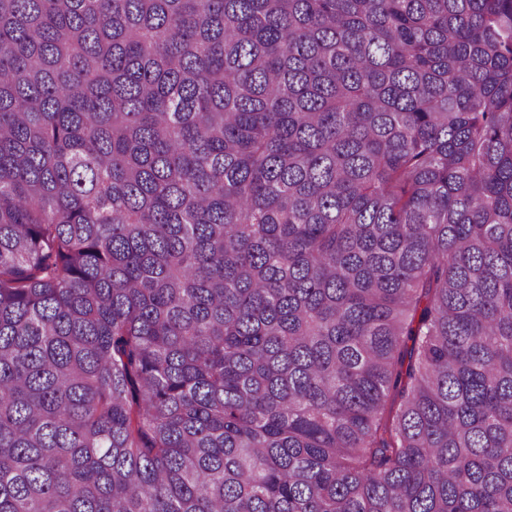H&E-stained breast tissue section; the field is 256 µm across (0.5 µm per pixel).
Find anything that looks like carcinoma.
<instances>
[{"label":"carcinoma","mask_w":512,"mask_h":512,"mask_svg":"<svg viewBox=\"0 0 512 512\" xmlns=\"http://www.w3.org/2000/svg\"><path fill=\"white\" fill-rule=\"evenodd\" d=\"M0 512H512V0H0Z\"/></svg>","instance_id":"obj_1"}]
</instances>
